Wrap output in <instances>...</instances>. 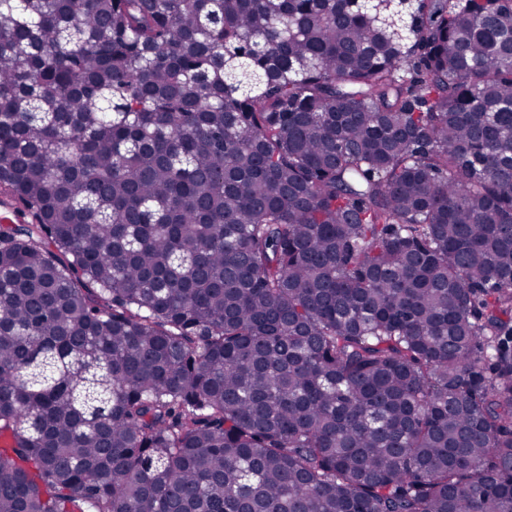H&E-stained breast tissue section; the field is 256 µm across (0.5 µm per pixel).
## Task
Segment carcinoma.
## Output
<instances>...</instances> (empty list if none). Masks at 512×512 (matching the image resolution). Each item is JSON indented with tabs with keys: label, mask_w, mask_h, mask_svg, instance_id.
Listing matches in <instances>:
<instances>
[{
	"label": "carcinoma",
	"mask_w": 512,
	"mask_h": 512,
	"mask_svg": "<svg viewBox=\"0 0 512 512\" xmlns=\"http://www.w3.org/2000/svg\"><path fill=\"white\" fill-rule=\"evenodd\" d=\"M0 512H512V0H0Z\"/></svg>",
	"instance_id": "cac0c4a2"
}]
</instances>
